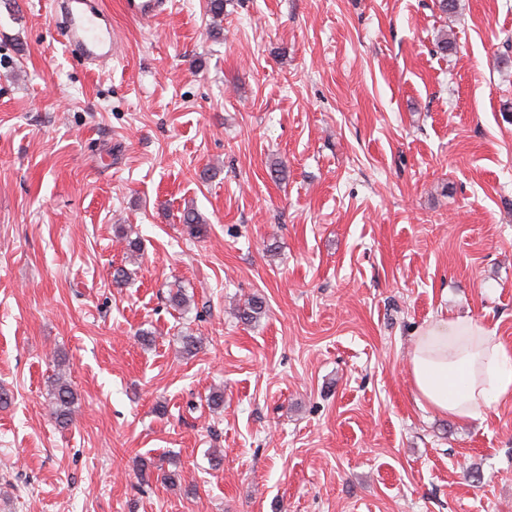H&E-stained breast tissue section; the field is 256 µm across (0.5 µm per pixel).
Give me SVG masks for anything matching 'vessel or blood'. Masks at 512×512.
Returning <instances> with one entry per match:
<instances>
[{"label":"vessel or blood","mask_w":512,"mask_h":512,"mask_svg":"<svg viewBox=\"0 0 512 512\" xmlns=\"http://www.w3.org/2000/svg\"><path fill=\"white\" fill-rule=\"evenodd\" d=\"M165 0H122L125 14L133 19L153 18L163 12ZM65 19L57 33L69 50L94 62H105L115 55L117 38L110 25L101 22L90 0H63Z\"/></svg>","instance_id":"1"}]
</instances>
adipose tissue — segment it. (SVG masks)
Instances as JSON below:
<instances>
[{"instance_id":"1","label":"adipose tissue","mask_w":512,"mask_h":512,"mask_svg":"<svg viewBox=\"0 0 512 512\" xmlns=\"http://www.w3.org/2000/svg\"><path fill=\"white\" fill-rule=\"evenodd\" d=\"M409 361L419 407L462 420L512 398V349L472 318L417 327Z\"/></svg>"}]
</instances>
